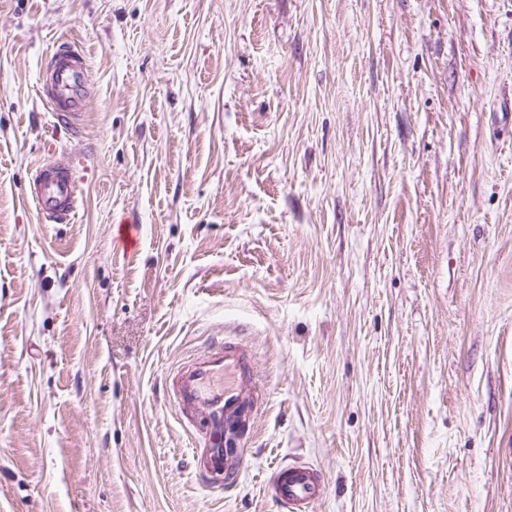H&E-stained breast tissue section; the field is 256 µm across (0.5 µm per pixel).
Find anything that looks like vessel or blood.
I'll return each mask as SVG.
<instances>
[{"label":"vessel or blood","mask_w":512,"mask_h":512,"mask_svg":"<svg viewBox=\"0 0 512 512\" xmlns=\"http://www.w3.org/2000/svg\"><path fill=\"white\" fill-rule=\"evenodd\" d=\"M89 81L83 54L62 43L47 58L38 94L58 121L74 129L84 110ZM28 194L40 216L55 222L71 219L78 199L73 166L53 163L39 167ZM169 391L182 413L199 416L204 423L203 434L194 440L191 450L198 472L231 479L244 458L226 448L224 429L228 423L245 419L258 396L249 352L227 343L197 357L174 372ZM326 487L319 468L296 463L273 471L268 493L281 512H308L309 505L323 497Z\"/></svg>","instance_id":"1"}]
</instances>
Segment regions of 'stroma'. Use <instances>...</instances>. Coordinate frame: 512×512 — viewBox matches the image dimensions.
<instances>
[{"label": "stroma", "instance_id": "35a3bbf8", "mask_svg": "<svg viewBox=\"0 0 512 512\" xmlns=\"http://www.w3.org/2000/svg\"><path fill=\"white\" fill-rule=\"evenodd\" d=\"M227 341L264 395L215 486L166 378ZM294 462L310 512H512V0H0V512H280ZM89 81L90 72L83 54L74 46L61 43L47 58L38 94L58 121L76 129ZM38 214L52 222H65L77 208V181L69 163L39 167L28 187ZM323 472L308 464L276 468L268 483V494L283 512H307L308 506L325 494Z\"/></svg>", "mask_w": 512, "mask_h": 512}]
</instances>
